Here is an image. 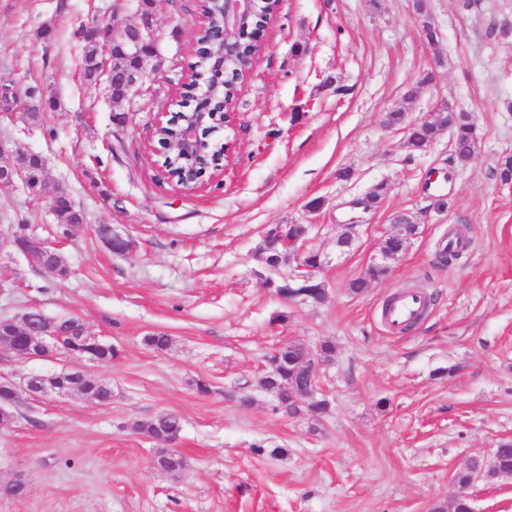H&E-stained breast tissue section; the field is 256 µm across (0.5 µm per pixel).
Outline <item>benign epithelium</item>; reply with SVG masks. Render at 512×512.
<instances>
[{
  "label": "benign epithelium",
  "mask_w": 512,
  "mask_h": 512,
  "mask_svg": "<svg viewBox=\"0 0 512 512\" xmlns=\"http://www.w3.org/2000/svg\"><path fill=\"white\" fill-rule=\"evenodd\" d=\"M262 0H224L223 21L215 37L216 48L208 58L209 70L213 75V83L209 87H198L190 91V97L198 102L205 99L213 101L219 95V88L224 85L228 73L224 63L228 60H240L243 69L250 71L252 61L260 51L259 45L248 39V31H240L242 22L253 16ZM137 15L134 23L124 26L103 24L91 21L82 25V36L87 41L94 42L101 52L103 76H111L110 51L121 45L130 51L132 65L119 77L124 90V99L128 100L139 95L145 83L155 79L165 72L162 59L156 49V21L154 13H142L141 0H131ZM233 113L221 112H177L166 121L158 120L155 129L163 125L177 127V135L173 139L159 141L161 154L168 158L172 155L185 157L199 152L204 146V137L214 131H219L231 125ZM15 153L4 149L0 144V183H19L36 198L48 197L52 201V211H57L68 203L69 197L52 189V183L42 178L39 186H33L29 168L13 163ZM310 225L290 224L288 232L278 227L263 238L258 247L259 254L270 251L281 252L284 257L296 262V273L291 280H304L317 284L321 290H326L324 282L316 278V271L326 262V257L320 251L305 249L308 241ZM101 238L115 254H126L131 250V242L116 233L110 224L101 227ZM15 251L22 254L35 269L56 277L69 275V268L55 244L35 235H17L9 230L0 229V252ZM7 324L22 335L23 345L17 347L15 337L6 336L0 340V356L17 360H39L50 357L57 348L56 321L43 318L40 324L30 323V311L15 315L5 321L0 319V325ZM77 335L71 338V344L65 350L71 356H79L61 370L50 375L29 374L17 380L6 379L0 382L3 393L0 394V428L10 426L15 418L13 408L26 398L40 401L53 397L69 396L79 393L85 398L101 402L97 389L105 382L97 378L86 363L105 365L107 361L96 356L87 355L90 349L98 346L97 336L79 318L74 319ZM309 360V379L306 386L294 393L288 402H281L278 396H273V410L288 417L296 418L305 415V409L318 400L321 393L320 378L325 362L319 355V347L307 348Z\"/></svg>",
  "instance_id": "benign-epithelium-1"
}]
</instances>
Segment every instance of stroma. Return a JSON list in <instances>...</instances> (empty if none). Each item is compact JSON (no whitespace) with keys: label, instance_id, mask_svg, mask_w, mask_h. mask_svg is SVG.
I'll use <instances>...</instances> for the list:
<instances>
[{"label":"stroma","instance_id":"stroma-1","mask_svg":"<svg viewBox=\"0 0 512 512\" xmlns=\"http://www.w3.org/2000/svg\"><path fill=\"white\" fill-rule=\"evenodd\" d=\"M153 11L158 53L175 66L148 107L137 96L113 103L81 77V24L135 22L127 0H0V142L41 155L85 214L61 235L50 199L0 184V225L58 241L70 268L53 278L0 253L11 282L0 317L30 306L76 314L120 351L92 369L111 385L110 404L25 400L0 428V480L28 486L0 497V512H429L449 502L454 473L512 439V182L499 176L512 156V0H424L420 11L414 0H281L222 132L233 145L224 173L194 190L164 176L149 144L198 62L199 15L179 0ZM41 99L40 124H27ZM446 104L475 123L469 163L454 157L450 131L415 153L403 126L385 124L398 108L412 123ZM379 184L378 207H360ZM402 213L417 236L385 279L350 293ZM354 218V245L337 255L339 227ZM103 224L130 239L127 255L104 244ZM279 224L309 225L308 249L328 255L323 303L263 287L256 250ZM457 229L467 246L440 267ZM412 287L429 309L391 334L380 306ZM154 333L170 336L167 350L145 344ZM325 340L336 351L322 425L275 413L260 386L266 357L286 341ZM161 413L182 419L176 476L151 467L158 441L131 429ZM258 444L287 453L260 455Z\"/></svg>","mask_w":512,"mask_h":512}]
</instances>
